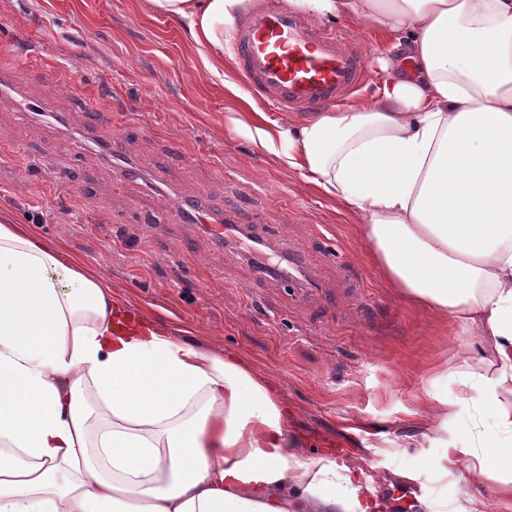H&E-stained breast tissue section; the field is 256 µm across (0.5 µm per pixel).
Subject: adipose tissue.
<instances>
[{"mask_svg":"<svg viewBox=\"0 0 512 512\" xmlns=\"http://www.w3.org/2000/svg\"><path fill=\"white\" fill-rule=\"evenodd\" d=\"M348 16L391 55L361 99L247 134L351 206L370 259L468 336L461 452L512 503V0H283ZM207 72L248 0H145ZM108 280L0 218V512H383L357 472L304 457L288 405L242 357L127 320Z\"/></svg>","mask_w":512,"mask_h":512,"instance_id":"obj_1","label":"adipose tissue"}]
</instances>
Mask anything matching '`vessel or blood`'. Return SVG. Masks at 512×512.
Instances as JSON below:
<instances>
[{
	"label": "vessel or blood",
	"instance_id": "obj_1",
	"mask_svg": "<svg viewBox=\"0 0 512 512\" xmlns=\"http://www.w3.org/2000/svg\"><path fill=\"white\" fill-rule=\"evenodd\" d=\"M236 60L242 78L259 97L272 98L286 112L315 111L344 99L364 78L358 43L342 32L310 25L285 10L280 0H265L247 11L236 26ZM207 225L215 244L234 241L241 227L235 215L208 210L192 213Z\"/></svg>",
	"mask_w": 512,
	"mask_h": 512
}]
</instances>
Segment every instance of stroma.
Instances as JSON below:
<instances>
[{"instance_id": "stroma-1", "label": "stroma", "mask_w": 512, "mask_h": 512, "mask_svg": "<svg viewBox=\"0 0 512 512\" xmlns=\"http://www.w3.org/2000/svg\"><path fill=\"white\" fill-rule=\"evenodd\" d=\"M24 51L42 63L0 93V215L63 243L161 329L245 358L287 401L304 455L335 450L391 512H454L470 491L466 458H446L472 428L450 377L466 339L388 287L351 208L236 127L279 112L232 57L210 77L183 24L143 0H0V64ZM197 205L241 214L305 279L216 248Z\"/></svg>"}]
</instances>
